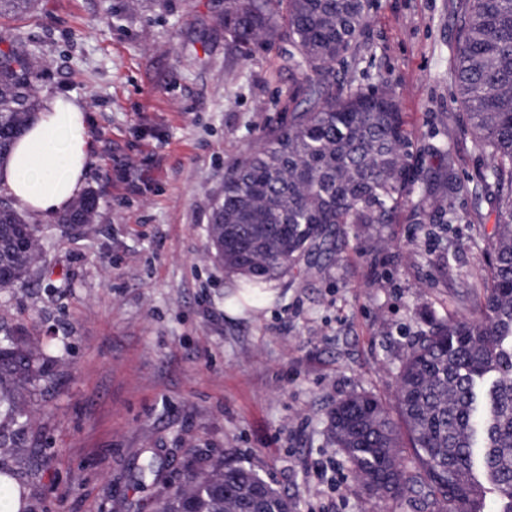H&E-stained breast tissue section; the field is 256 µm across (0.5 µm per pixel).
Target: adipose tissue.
<instances>
[{"label":"adipose tissue","instance_id":"obj_1","mask_svg":"<svg viewBox=\"0 0 512 512\" xmlns=\"http://www.w3.org/2000/svg\"><path fill=\"white\" fill-rule=\"evenodd\" d=\"M91 161L82 104L49 97L35 124L0 163V190L34 217L52 218L81 194Z\"/></svg>","mask_w":512,"mask_h":512}]
</instances>
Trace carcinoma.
<instances>
[{
    "label": "carcinoma",
    "instance_id": "cac0c4a2",
    "mask_svg": "<svg viewBox=\"0 0 512 512\" xmlns=\"http://www.w3.org/2000/svg\"><path fill=\"white\" fill-rule=\"evenodd\" d=\"M370 0H213L215 17L241 53L286 40L288 64L303 76L307 107L224 176L208 234L215 258L249 276L242 290L301 272L303 261L336 256L352 225L381 235L410 205L417 224H445L460 185L448 144L429 147L435 167L418 174L413 143L394 93L336 90L338 64L355 60ZM34 0H0V20L28 13ZM35 49L18 36L0 49V160L40 112ZM451 73L475 151L489 157L477 179L472 215H495L483 296L474 319L431 318L403 354L396 375V423L373 394L355 392L327 416L330 445L367 494L411 499L420 512H512V0H459ZM417 199H411L412 194ZM98 197L89 190L62 217L64 229L94 232ZM40 229L0 200V290L24 283L43 259ZM48 360L31 336H0V452L27 442ZM411 450L402 456V448ZM150 485L153 512H240L241 492L264 490L263 512H283L288 497L244 467L188 468L167 483L155 452L132 475ZM7 508L35 512L24 490L3 488Z\"/></svg>",
    "mask_w": 512,
    "mask_h": 512
}]
</instances>
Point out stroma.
<instances>
[{"label": "stroma", "mask_w": 512, "mask_h": 512, "mask_svg": "<svg viewBox=\"0 0 512 512\" xmlns=\"http://www.w3.org/2000/svg\"><path fill=\"white\" fill-rule=\"evenodd\" d=\"M457 2L372 0L336 84L388 83L420 167L448 143L458 221L401 217L385 244L348 236L335 261L274 280L273 302L235 316L209 213L225 173L304 107L288 43L242 55L212 0H37L17 20L40 52L39 96L85 109L99 196L94 233L42 223L39 267L0 290L1 326L68 346L28 434L48 456L38 477L16 472L38 512H139L144 448L177 480L196 458L251 468L296 512H413L363 495L326 414L362 390L393 406L409 342L430 316L475 317L484 292L495 220L465 217L488 160L449 75Z\"/></svg>", "instance_id": "obj_1"}]
</instances>
